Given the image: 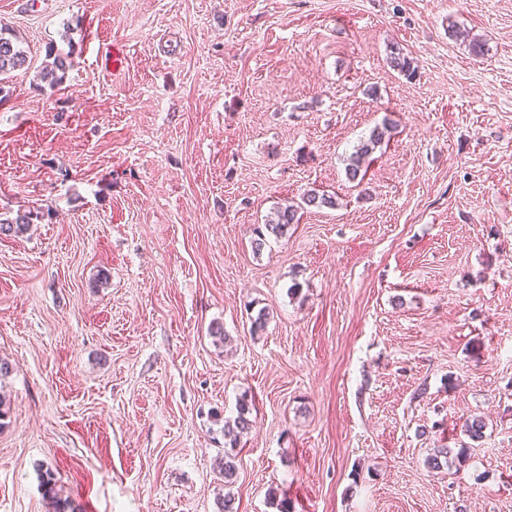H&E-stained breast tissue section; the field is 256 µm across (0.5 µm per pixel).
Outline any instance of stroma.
<instances>
[{"label":"stroma","instance_id":"1","mask_svg":"<svg viewBox=\"0 0 512 512\" xmlns=\"http://www.w3.org/2000/svg\"><path fill=\"white\" fill-rule=\"evenodd\" d=\"M0 25L29 56L0 215H35L0 235V512H52L49 472L84 512H512V0H0ZM311 190L335 207L254 250ZM69 51L65 55L55 51L54 46L48 48L46 57L51 62H46L39 72V79L41 82L47 83L50 87H57L63 83L67 69L71 65ZM391 127L383 124L382 127H375L368 139L363 140L350 155L349 163L346 165V174L350 180H357L361 175L362 163L364 159L370 156L381 143L384 142L386 134L390 131ZM302 205H288L276 210L274 217L267 219L265 224L259 225L254 230L255 238L252 242L255 250H261L265 245L267 238L275 237L276 239L285 236L288 227L297 222L298 209H302ZM254 404L247 396H241L237 402V413L233 419L224 420V456L220 467V474L225 485L235 482L238 473V453L236 448L240 437L247 432L251 425V415Z\"/></svg>","mask_w":512,"mask_h":512}]
</instances>
